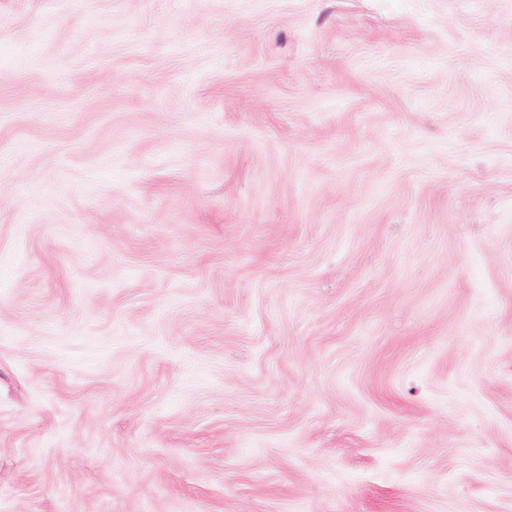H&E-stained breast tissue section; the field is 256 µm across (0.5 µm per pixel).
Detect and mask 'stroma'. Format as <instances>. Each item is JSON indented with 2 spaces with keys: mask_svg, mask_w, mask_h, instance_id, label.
<instances>
[{
  "mask_svg": "<svg viewBox=\"0 0 512 512\" xmlns=\"http://www.w3.org/2000/svg\"><path fill=\"white\" fill-rule=\"evenodd\" d=\"M0 512H512V0H0Z\"/></svg>",
  "mask_w": 512,
  "mask_h": 512,
  "instance_id": "obj_1",
  "label": "stroma"
}]
</instances>
